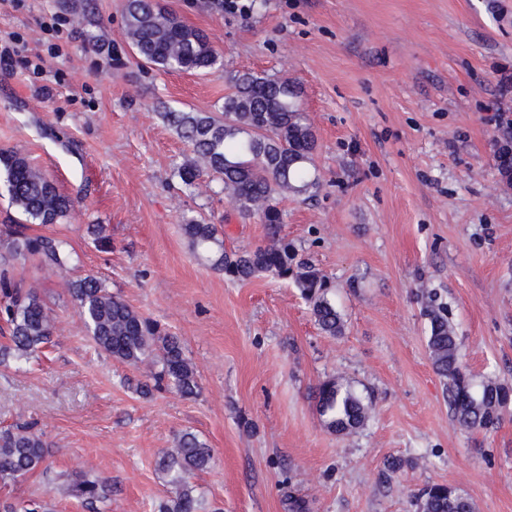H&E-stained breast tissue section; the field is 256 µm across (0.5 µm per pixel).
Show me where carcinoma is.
Listing matches in <instances>:
<instances>
[{
    "label": "carcinoma",
    "mask_w": 512,
    "mask_h": 512,
    "mask_svg": "<svg viewBox=\"0 0 512 512\" xmlns=\"http://www.w3.org/2000/svg\"><path fill=\"white\" fill-rule=\"evenodd\" d=\"M122 11L131 45L145 63L172 72H208L223 65L206 33L184 25L157 0H123ZM231 83L220 117L206 112H164L162 117L195 155L178 167L183 184L193 188L206 175H220L224 193L240 211L257 214L266 224L269 243L229 253L224 250L223 229L216 224L189 220L182 231L195 256L234 281L260 274L292 280L310 303L320 330L336 336L342 331L341 317L329 297L326 277L312 264L296 260L278 234L279 197L317 185V142L301 109V89L286 78L253 72H239ZM495 157L501 179L512 186V129L503 132ZM0 194L7 195L26 220L42 226L60 223L73 207L46 173L19 151H0ZM0 248V334L7 340L0 345V362H27L53 345L55 319L39 289L15 278L12 262L36 256L45 268L63 273L76 261V254L63 239L19 231L8 232ZM67 292L99 352L134 366L154 359L159 370L151 375L153 389L172 386L184 396L197 393L196 371L178 337L140 315L94 276L68 282ZM423 297L422 313L430 324L427 347L434 370L448 380V405L455 420L466 430L496 429L502 409L512 401V387L493 379L473 382L459 364L448 306L433 292ZM317 409L328 428L342 435L362 427L369 415V404L333 379L320 384ZM49 448L32 422L1 427L0 485L10 486L37 471L48 473ZM212 460V449L199 435L185 431L177 437L175 448L164 452L158 462L176 487L163 512H198V499L186 475L207 470ZM65 492L82 506L95 508L112 490L79 462ZM414 498L419 512H475L467 495L444 484L427 485ZM0 512H53V505L41 498H6L0 499Z\"/></svg>",
    "instance_id": "cac0c4a2"
}]
</instances>
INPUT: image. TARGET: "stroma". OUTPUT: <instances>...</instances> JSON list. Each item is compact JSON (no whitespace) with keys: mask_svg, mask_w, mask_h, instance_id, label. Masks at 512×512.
Here are the masks:
<instances>
[{"mask_svg":"<svg viewBox=\"0 0 512 512\" xmlns=\"http://www.w3.org/2000/svg\"><path fill=\"white\" fill-rule=\"evenodd\" d=\"M160 2L208 34L223 68L144 64L121 0H0V38L24 43L0 70V150L23 152L75 201L31 233L66 239L74 275L100 277L179 336L200 393L137 392L150 365L99 353L61 278L29 259L14 274L43 283L56 345L0 366V427L36 422L53 472L92 464L112 485L100 512H160L172 487L156 461L185 430L214 452L190 479L200 512H288L292 496L307 512H416L412 494L434 483L460 489L475 512H512V405L493 431L459 427L418 294L447 303L475 381L512 386V188L495 161L512 125V0H253L246 19L204 0ZM54 16L67 21L57 33L44 28ZM244 71L302 89L319 185L280 199L281 235L328 277L341 335L321 332L292 282L229 280L182 234L195 218L222 225L229 251L267 241L221 180L182 184L192 148L162 118L221 112ZM327 378L371 404L353 434L318 413ZM8 492L86 512L38 472Z\"/></svg>","mask_w":512,"mask_h":512,"instance_id":"1","label":"stroma"}]
</instances>
